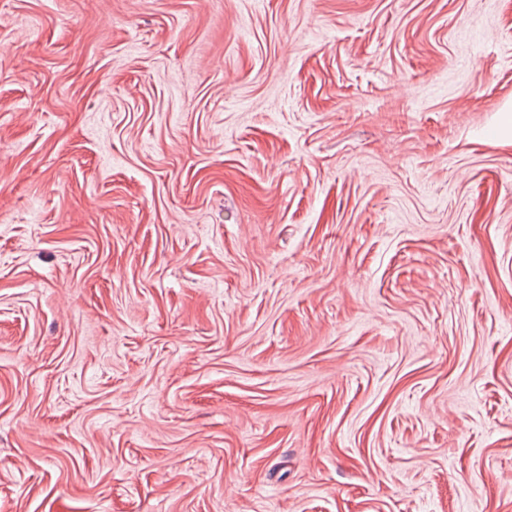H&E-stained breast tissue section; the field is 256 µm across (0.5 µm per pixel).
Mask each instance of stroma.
<instances>
[{"label": "stroma", "mask_w": 512, "mask_h": 512, "mask_svg": "<svg viewBox=\"0 0 512 512\" xmlns=\"http://www.w3.org/2000/svg\"><path fill=\"white\" fill-rule=\"evenodd\" d=\"M0 512H512V0H0Z\"/></svg>", "instance_id": "1"}]
</instances>
